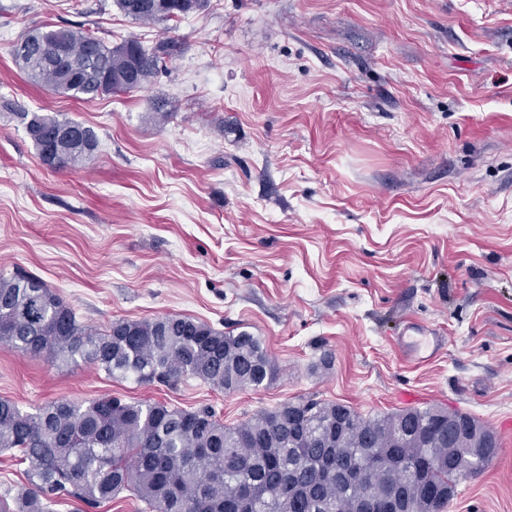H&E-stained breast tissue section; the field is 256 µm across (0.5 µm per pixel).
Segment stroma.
Returning a JSON list of instances; mask_svg holds the SVG:
<instances>
[{
    "mask_svg": "<svg viewBox=\"0 0 512 512\" xmlns=\"http://www.w3.org/2000/svg\"><path fill=\"white\" fill-rule=\"evenodd\" d=\"M43 23L163 38L113 0H0V100L99 140L52 170L0 111V275L41 278L101 330L168 314L248 330L281 373L229 395L0 345V398L210 406L228 426L309 396L364 415L442 405L500 443L447 512H512V0H207L166 71L89 102L15 65ZM411 320L444 336L435 359L399 351Z\"/></svg>",
    "mask_w": 512,
    "mask_h": 512,
    "instance_id": "obj_1",
    "label": "stroma"
}]
</instances>
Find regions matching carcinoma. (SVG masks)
Segmentation results:
<instances>
[{
	"mask_svg": "<svg viewBox=\"0 0 512 512\" xmlns=\"http://www.w3.org/2000/svg\"><path fill=\"white\" fill-rule=\"evenodd\" d=\"M205 0H115L142 24L172 23ZM180 51L112 46L84 28L26 31L11 55L27 79L58 95L93 100L141 88ZM51 169L87 162L98 147L83 123L15 112ZM0 344L53 366L90 364L115 379L174 387L195 378L226 393L258 389L281 369L264 340L185 315L118 319L99 332L40 278L0 276ZM495 432L441 406L363 416L348 405L300 398L226 426L216 411L110 395L54 400L33 412L0 399V452L27 463L16 512H49L60 496L96 509L127 491L147 512H445L459 479L497 455Z\"/></svg>",
	"mask_w": 512,
	"mask_h": 512,
	"instance_id": "carcinoma-1",
	"label": "carcinoma"
}]
</instances>
